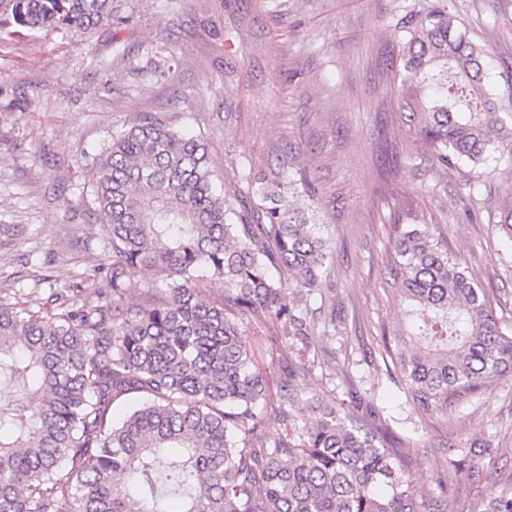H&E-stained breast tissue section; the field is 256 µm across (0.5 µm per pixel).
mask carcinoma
Here are the masks:
<instances>
[{
  "instance_id": "obj_1",
  "label": "carcinoma",
  "mask_w": 512,
  "mask_h": 512,
  "mask_svg": "<svg viewBox=\"0 0 512 512\" xmlns=\"http://www.w3.org/2000/svg\"><path fill=\"white\" fill-rule=\"evenodd\" d=\"M113 2L0 0V39L110 27ZM483 56L444 5L405 27L383 74L417 159L512 162V96L484 88ZM90 175L108 292L0 299V375L32 393L0 406V512H470L459 486L418 498L404 449L343 408L313 397V420L283 410L303 367H282L274 394L240 341L243 324L270 320L301 353L312 340L330 353L336 310L320 318L312 302L331 292L334 256L288 205L291 170L237 208L214 189L206 143L147 113L112 133ZM388 237L384 287L415 331L381 325V357L414 408L443 412L512 373V324L440 225L408 206ZM141 270L153 281L135 298ZM275 408L288 430L270 444ZM488 488L484 512H512V485Z\"/></svg>"
}]
</instances>
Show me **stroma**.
Masks as SVG:
<instances>
[{
    "label": "stroma",
    "instance_id": "35a3bbf8",
    "mask_svg": "<svg viewBox=\"0 0 512 512\" xmlns=\"http://www.w3.org/2000/svg\"><path fill=\"white\" fill-rule=\"evenodd\" d=\"M437 0H120L111 28L0 39V296L80 284L103 288L105 225L89 168L113 130L150 112L202 136L215 180L239 202L251 178L291 165L308 192L291 197L336 251L335 358L310 364L306 396L381 410L391 444L407 452L418 492L438 478L485 496L486 478L512 483V376L425 415L385 373L381 324L407 304L383 289L381 257L391 213H430L512 321V167L462 162L415 167L382 75L399 29ZM458 26L485 47L488 90L512 95V0H448ZM280 325L243 329L261 367L296 363ZM482 482L452 474L463 451Z\"/></svg>",
    "mask_w": 512,
    "mask_h": 512
}]
</instances>
